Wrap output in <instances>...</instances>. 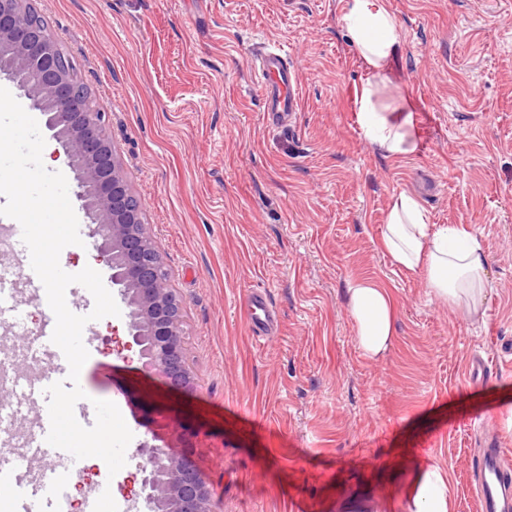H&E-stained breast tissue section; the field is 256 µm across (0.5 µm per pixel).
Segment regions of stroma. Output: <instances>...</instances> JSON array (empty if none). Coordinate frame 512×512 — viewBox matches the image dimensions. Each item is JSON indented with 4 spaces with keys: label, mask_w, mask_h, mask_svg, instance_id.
I'll use <instances>...</instances> for the list:
<instances>
[{
    "label": "stroma",
    "mask_w": 512,
    "mask_h": 512,
    "mask_svg": "<svg viewBox=\"0 0 512 512\" xmlns=\"http://www.w3.org/2000/svg\"><path fill=\"white\" fill-rule=\"evenodd\" d=\"M107 109L106 133L184 305L196 392L139 370L126 316L93 321L84 392L123 394L134 444L197 430L192 459L215 512H406L414 469L446 470L454 512H481L471 467L496 441L512 455V0H386L402 46L382 104L409 120L412 154H376L357 123L363 63L340 0H32ZM279 44L301 91L267 124L252 60ZM432 223L466 224L490 262L481 321L392 267L377 237L394 195ZM372 279L398 307L388 356L363 358L342 297ZM276 334L256 341L251 291ZM23 298L6 349L48 316ZM489 362L481 381L473 357ZM139 456L109 475L85 464L82 501L109 482L127 499Z\"/></svg>",
    "instance_id": "35a3bbf8"
}]
</instances>
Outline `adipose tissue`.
Returning <instances> with one entry per match:
<instances>
[{"mask_svg": "<svg viewBox=\"0 0 512 512\" xmlns=\"http://www.w3.org/2000/svg\"><path fill=\"white\" fill-rule=\"evenodd\" d=\"M340 21L363 61L367 76L355 98L357 122L367 143L381 156L413 152L404 121L384 111L375 99L390 58L401 49L400 25L384 0H343ZM377 246L391 265L422 277L430 294L475 321L484 314L489 292V261L476 232L464 224L436 225L411 194L393 197ZM363 357L380 359L391 349L398 311L392 293L381 284L354 278L343 290ZM408 512H453L448 474L439 465L419 468L406 492Z\"/></svg>", "mask_w": 512, "mask_h": 512, "instance_id": "obj_1", "label": "adipose tissue"}]
</instances>
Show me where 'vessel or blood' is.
Here are the masks:
<instances>
[{
    "instance_id": "obj_1",
    "label": "vessel or blood",
    "mask_w": 512,
    "mask_h": 512,
    "mask_svg": "<svg viewBox=\"0 0 512 512\" xmlns=\"http://www.w3.org/2000/svg\"><path fill=\"white\" fill-rule=\"evenodd\" d=\"M258 69V89L262 95L263 110L273 126H280L297 111L300 97L298 83L288 67L284 48H264L258 58ZM248 308L253 336H270L278 320L267 297L259 293L251 294ZM54 327V318H47L34 346L19 348L15 353L16 359L22 361L35 359L47 352L53 356L52 378L24 379L20 382L29 401L40 408L39 427L26 441L27 447L38 451L49 449L46 442L50 428L47 411L49 397L45 390L51 382H67L69 374L62 351L51 341ZM53 452L58 461L57 470L38 483L27 480L23 467L5 458L0 460V486L13 490L14 512H67L65 482L73 476L80 462L67 451L58 449ZM472 467L482 512H512V463L505 459L502 449L495 446L481 449L474 456Z\"/></svg>"
}]
</instances>
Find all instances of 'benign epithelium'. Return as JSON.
<instances>
[{"label":"benign epithelium","mask_w":512,"mask_h":512,"mask_svg":"<svg viewBox=\"0 0 512 512\" xmlns=\"http://www.w3.org/2000/svg\"><path fill=\"white\" fill-rule=\"evenodd\" d=\"M30 0H0V80L62 149L74 174L75 196L93 247L127 309L129 347L144 373L171 392L190 393L194 378L183 336V303L144 224L111 140L106 112L72 72L71 58L41 23ZM146 512H214L206 483L190 456L165 442L138 448Z\"/></svg>","instance_id":"obj_1"}]
</instances>
